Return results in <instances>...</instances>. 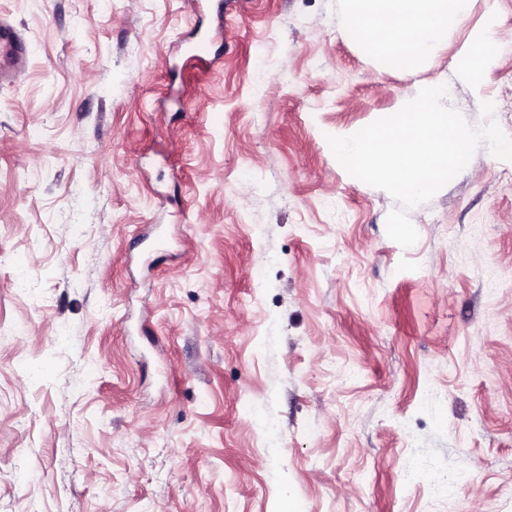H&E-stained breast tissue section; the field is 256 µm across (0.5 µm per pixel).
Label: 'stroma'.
Returning <instances> with one entry per match:
<instances>
[{"label": "stroma", "mask_w": 512, "mask_h": 512, "mask_svg": "<svg viewBox=\"0 0 512 512\" xmlns=\"http://www.w3.org/2000/svg\"><path fill=\"white\" fill-rule=\"evenodd\" d=\"M347 5L0 0V512H512V160L391 240L326 137L414 78ZM505 73L477 0L418 78L506 132ZM499 48L500 43L492 21L474 29L461 54L462 59H466L471 75L475 76L478 71L491 64ZM25 63V49L20 37L7 23H0V76L18 71Z\"/></svg>", "instance_id": "35a3bbf8"}]
</instances>
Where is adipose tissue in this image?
<instances>
[{
	"label": "adipose tissue",
	"mask_w": 512,
	"mask_h": 512,
	"mask_svg": "<svg viewBox=\"0 0 512 512\" xmlns=\"http://www.w3.org/2000/svg\"><path fill=\"white\" fill-rule=\"evenodd\" d=\"M476 0H348L350 34L380 71L417 73L470 17ZM500 43L494 23L474 29L462 50L470 73L491 64Z\"/></svg>",
	"instance_id": "ef3b65f1"
}]
</instances>
